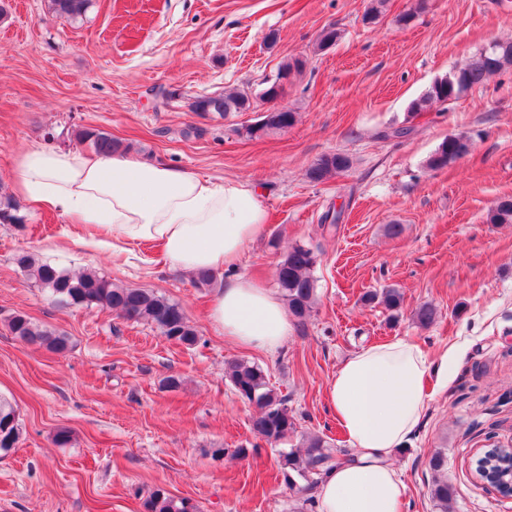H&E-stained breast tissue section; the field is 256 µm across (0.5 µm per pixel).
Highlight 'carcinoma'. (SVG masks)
<instances>
[{"label":"carcinoma","mask_w":512,"mask_h":512,"mask_svg":"<svg viewBox=\"0 0 512 512\" xmlns=\"http://www.w3.org/2000/svg\"><path fill=\"white\" fill-rule=\"evenodd\" d=\"M52 10L70 20L82 18L91 0H50ZM512 67V44H496L493 50H481L472 56L452 75L435 82L419 99L412 102L411 108L418 112L433 103L444 104L458 99L475 87H480L489 77ZM266 101L265 94L255 96ZM252 94L248 91H235L217 96H203L196 99L193 111L202 115L215 112L227 116L233 112H245L253 106ZM296 122V113L285 109L268 110L260 120L245 127L250 138L262 137L277 132H285ZM80 142H88L103 156L118 152L121 145L112 136L99 130L84 128L76 133ZM470 142L461 136H450L430 158L431 169H441L467 155ZM350 162L342 153L325 154L317 159L308 170V178L313 182H323L347 170ZM491 224H512V198L500 200L487 216ZM0 224L24 226L25 216L20 214V206L8 197H0ZM317 263L314 248L305 244H295L288 249L277 266V281L283 296L288 302L291 314L302 320L310 314L316 300V285L311 271ZM16 264L38 286L46 289L52 301L66 306L100 307L109 309L127 321L150 322L159 329L162 336L186 348L198 342L196 330L190 324L183 307L164 296L136 288H123L95 273L84 272L78 275L47 263H38L34 257L22 252L16 256ZM367 303L377 302L397 319L402 308L403 296L393 287L367 291L363 295ZM412 319L418 325L427 327L436 319V309L423 303L412 311ZM13 336L25 344H39L62 353L68 347V338L35 324L23 314L13 316L9 321ZM224 376L242 399L251 402L255 414L251 419V429L267 443L277 446L297 434V422L288 408V396L271 385L265 371L246 360L234 359L225 364ZM0 453L8 454L20 439L21 424L19 415L9 401L0 399ZM306 453L296 450L282 451L279 454V467L284 481L289 487L307 492L317 484V477L342 464L347 456L344 449L332 450L320 436H311L305 443ZM428 466L434 473L430 497L438 512H452L455 497L454 488L444 474L448 459L437 451L431 455ZM302 479L306 485L299 486L296 480ZM146 512H197V508L185 498H176L162 489L151 493L145 502Z\"/></svg>","instance_id":"obj_1"}]
</instances>
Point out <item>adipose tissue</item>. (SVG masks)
Wrapping results in <instances>:
<instances>
[{
    "label": "adipose tissue",
    "mask_w": 512,
    "mask_h": 512,
    "mask_svg": "<svg viewBox=\"0 0 512 512\" xmlns=\"http://www.w3.org/2000/svg\"><path fill=\"white\" fill-rule=\"evenodd\" d=\"M15 165L17 193L91 229L90 247L114 257L150 242L170 267L220 274L236 265L266 222L257 190L242 180L38 144L18 153ZM208 317L226 338L260 351L276 350L290 332L276 293L243 276L216 287ZM432 369L448 375L447 362L431 365L417 344L394 340L360 349L337 371L327 397L357 454L322 476L318 512H399L405 484L390 455L425 413Z\"/></svg>",
    "instance_id": "ef3b65f1"
}]
</instances>
